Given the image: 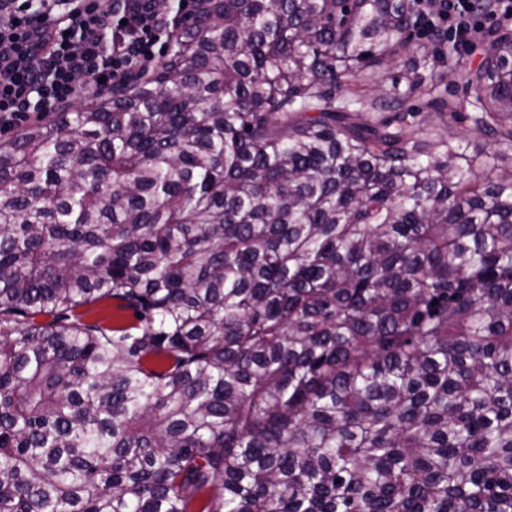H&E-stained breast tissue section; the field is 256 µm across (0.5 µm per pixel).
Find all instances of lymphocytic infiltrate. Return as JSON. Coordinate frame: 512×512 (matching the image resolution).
Listing matches in <instances>:
<instances>
[{
    "mask_svg": "<svg viewBox=\"0 0 512 512\" xmlns=\"http://www.w3.org/2000/svg\"><path fill=\"white\" fill-rule=\"evenodd\" d=\"M421 30L464 51L512 22V0H412ZM152 0H0V129L111 87L155 58Z\"/></svg>",
    "mask_w": 512,
    "mask_h": 512,
    "instance_id": "lymphocytic-infiltrate-1",
    "label": "lymphocytic infiltrate"
}]
</instances>
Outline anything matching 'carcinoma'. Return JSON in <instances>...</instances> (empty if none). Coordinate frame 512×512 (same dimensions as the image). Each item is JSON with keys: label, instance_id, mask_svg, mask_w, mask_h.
Returning a JSON list of instances; mask_svg holds the SVG:
<instances>
[{"label": "carcinoma", "instance_id": "cac0c4a2", "mask_svg": "<svg viewBox=\"0 0 512 512\" xmlns=\"http://www.w3.org/2000/svg\"><path fill=\"white\" fill-rule=\"evenodd\" d=\"M153 2L156 65L0 147V512H512V36L470 155L337 94L411 0Z\"/></svg>", "mask_w": 512, "mask_h": 512}]
</instances>
